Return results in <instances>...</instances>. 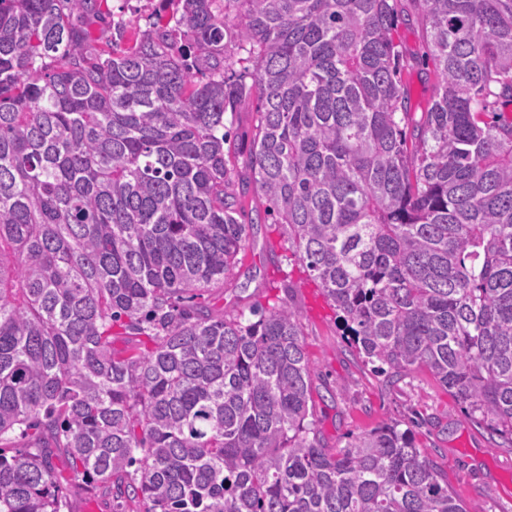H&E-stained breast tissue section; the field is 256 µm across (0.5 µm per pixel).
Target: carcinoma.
<instances>
[{"label":"carcinoma","mask_w":512,"mask_h":512,"mask_svg":"<svg viewBox=\"0 0 512 512\" xmlns=\"http://www.w3.org/2000/svg\"><path fill=\"white\" fill-rule=\"evenodd\" d=\"M161 2L118 51L101 0H0V512H63L52 446L143 512H466L399 420L323 443L292 308L198 298L245 249L225 114L257 92L246 184L343 335L511 448L512 0H413L414 123L398 0ZM398 4L400 13L395 37L405 64L402 80L408 89L412 115L419 119L435 93L434 66L427 54L425 34L414 15L412 1L400 0Z\"/></svg>","instance_id":"cac0c4a2"}]
</instances>
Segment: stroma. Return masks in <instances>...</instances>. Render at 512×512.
Here are the masks:
<instances>
[{"label": "stroma", "mask_w": 512, "mask_h": 512, "mask_svg": "<svg viewBox=\"0 0 512 512\" xmlns=\"http://www.w3.org/2000/svg\"><path fill=\"white\" fill-rule=\"evenodd\" d=\"M159 5L160 0H103L99 21L89 26L91 37L110 39L116 16L133 30L146 27L156 12L162 22H171V11L160 10ZM399 9L395 37L405 64L402 80L410 109L417 115L435 93L434 66L411 0H399ZM255 107L252 101L243 105L231 127L229 148L239 175L250 160ZM241 205L245 250L230 280L206 292L203 304L216 313L245 311L267 302L291 306L311 361L317 426L329 446L345 445L350 436L400 420L417 447L445 474L467 512H512V447H499L497 437L468 418L457 398L426 369L390 377L365 363L343 336L316 282L284 249L280 225L258 221L260 199L249 193L242 196ZM53 461L69 482L67 512H140L138 504L117 506L109 492L76 477L64 455L55 454Z\"/></svg>", "instance_id": "stroma-1"}]
</instances>
